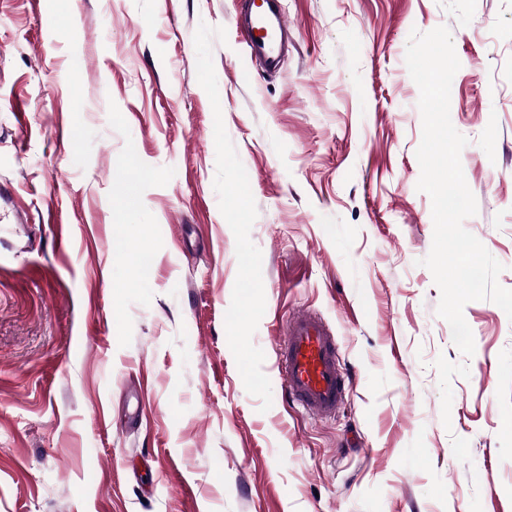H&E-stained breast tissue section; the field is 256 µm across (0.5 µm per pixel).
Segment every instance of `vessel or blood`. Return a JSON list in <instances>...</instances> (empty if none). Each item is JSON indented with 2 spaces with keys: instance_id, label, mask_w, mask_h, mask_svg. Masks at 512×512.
<instances>
[{
  "instance_id": "obj_1",
  "label": "vessel or blood",
  "mask_w": 512,
  "mask_h": 512,
  "mask_svg": "<svg viewBox=\"0 0 512 512\" xmlns=\"http://www.w3.org/2000/svg\"><path fill=\"white\" fill-rule=\"evenodd\" d=\"M238 30L252 57L275 62L278 47L291 26L285 14L275 10L276 0H243ZM276 369L288 395L306 412L329 418L343 404L345 378L328 324L314 314L290 317L279 343Z\"/></svg>"
}]
</instances>
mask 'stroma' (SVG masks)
I'll use <instances>...</instances> for the list:
<instances>
[{
    "mask_svg": "<svg viewBox=\"0 0 512 512\" xmlns=\"http://www.w3.org/2000/svg\"><path fill=\"white\" fill-rule=\"evenodd\" d=\"M240 2L0 0V512H512V318L467 303V358L437 314L405 62L449 28L512 289V0H279L274 72ZM302 312L328 420L275 369ZM276 369L288 395L318 419L343 404L345 378L328 324L316 314L288 319L279 343Z\"/></svg>",
    "mask_w": 512,
    "mask_h": 512,
    "instance_id": "stroma-1",
    "label": "stroma"
}]
</instances>
